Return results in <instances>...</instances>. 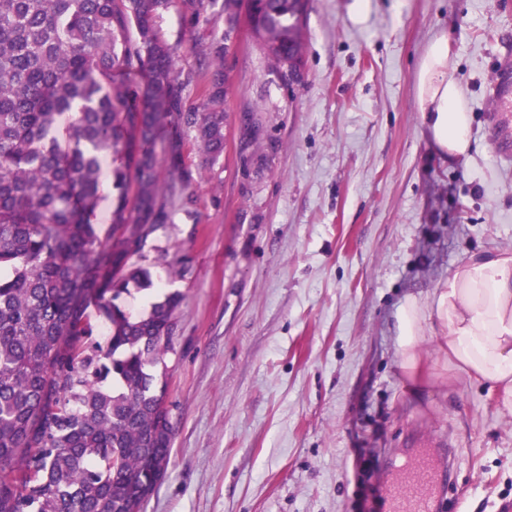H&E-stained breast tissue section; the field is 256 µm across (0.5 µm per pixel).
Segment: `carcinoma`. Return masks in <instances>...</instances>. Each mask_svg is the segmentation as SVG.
<instances>
[{
  "mask_svg": "<svg viewBox=\"0 0 512 512\" xmlns=\"http://www.w3.org/2000/svg\"><path fill=\"white\" fill-rule=\"evenodd\" d=\"M176 3L210 22L214 0H0V512H144L172 450L156 368L181 297L139 317L119 299L151 284L132 257L191 201L164 130L176 117L205 161L224 154L225 61L244 20L272 72L302 82L309 0H224V34L200 63L205 102L187 104L180 45L158 27ZM131 71L145 83L121 78ZM108 157L103 234L90 217Z\"/></svg>",
  "mask_w": 512,
  "mask_h": 512,
  "instance_id": "carcinoma-1",
  "label": "carcinoma"
}]
</instances>
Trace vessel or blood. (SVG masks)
<instances>
[{"instance_id":"1","label":"vessel or blood","mask_w":512,"mask_h":512,"mask_svg":"<svg viewBox=\"0 0 512 512\" xmlns=\"http://www.w3.org/2000/svg\"><path fill=\"white\" fill-rule=\"evenodd\" d=\"M437 484L438 472L431 454L419 449L405 462L402 477L389 485L386 512H431Z\"/></svg>"}]
</instances>
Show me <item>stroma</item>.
Returning <instances> with one entry per match:
<instances>
[{"label":"stroma","mask_w":512,"mask_h":512,"mask_svg":"<svg viewBox=\"0 0 512 512\" xmlns=\"http://www.w3.org/2000/svg\"><path fill=\"white\" fill-rule=\"evenodd\" d=\"M159 21L192 73L224 31ZM446 33L472 116L469 157L423 131L417 72ZM223 156L203 163L178 123L192 206L134 261L182 297L165 356L174 439L145 512H384L386 484L421 439L450 464L435 512L512 503V410L459 377L417 389L396 316L471 252H512V0H311L304 77L284 86L240 35ZM260 126L248 148L238 123Z\"/></svg>","instance_id":"obj_1"}]
</instances>
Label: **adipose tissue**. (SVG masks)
<instances>
[{
	"mask_svg": "<svg viewBox=\"0 0 512 512\" xmlns=\"http://www.w3.org/2000/svg\"><path fill=\"white\" fill-rule=\"evenodd\" d=\"M447 35L427 46L417 76L422 125L444 158L467 157L471 150L463 87L448 74ZM437 339L446 369L488 384L512 409V253H472L433 288L428 300L407 298L397 313L396 346L407 377L421 383L418 347Z\"/></svg>",
	"mask_w": 512,
	"mask_h": 512,
	"instance_id": "1",
	"label": "adipose tissue"
}]
</instances>
